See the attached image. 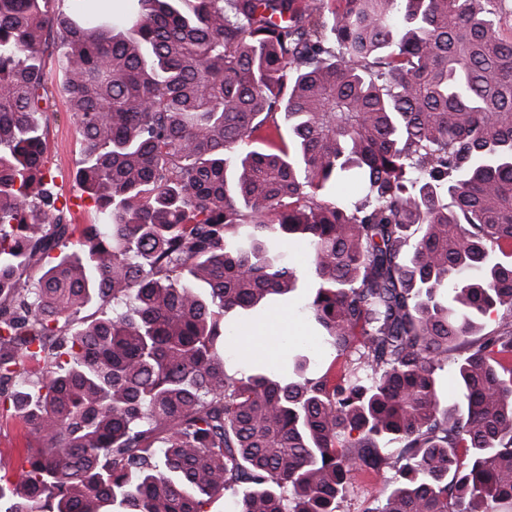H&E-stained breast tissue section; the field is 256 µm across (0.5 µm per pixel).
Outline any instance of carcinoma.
<instances>
[{"mask_svg":"<svg viewBox=\"0 0 512 512\" xmlns=\"http://www.w3.org/2000/svg\"><path fill=\"white\" fill-rule=\"evenodd\" d=\"M65 2L0 0V412L29 435L0 512H205L235 486L236 512H336L384 468L364 512H512L500 0ZM49 58L100 224L47 180ZM293 242L346 364L230 374L224 317L298 288ZM391 475L392 472L387 469L379 473L355 474L338 504V512H363L376 499L383 497Z\"/></svg>","mask_w":512,"mask_h":512,"instance_id":"obj_1","label":"carcinoma"}]
</instances>
